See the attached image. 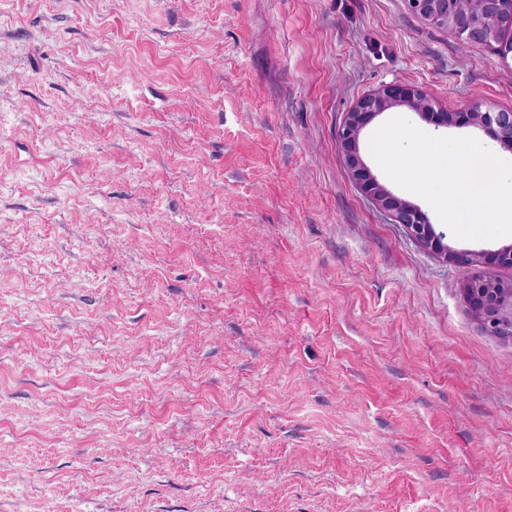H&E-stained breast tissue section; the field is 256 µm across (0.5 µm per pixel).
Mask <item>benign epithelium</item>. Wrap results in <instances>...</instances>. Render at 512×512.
Here are the masks:
<instances>
[{
	"label": "benign epithelium",
	"mask_w": 512,
	"mask_h": 512,
	"mask_svg": "<svg viewBox=\"0 0 512 512\" xmlns=\"http://www.w3.org/2000/svg\"><path fill=\"white\" fill-rule=\"evenodd\" d=\"M409 9L429 24L451 31L462 45H491L504 60L512 58V0H406ZM405 106L436 128L473 127L512 149V112L470 108L450 112L433 105L418 86L395 80L357 100L340 126L339 146L360 191L423 248L461 274L459 293L478 328L512 344V245L497 250L455 249L445 242L418 206L389 191L363 161L360 141L365 129L387 110Z\"/></svg>",
	"instance_id": "1"
}]
</instances>
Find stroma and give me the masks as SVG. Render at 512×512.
I'll return each mask as SVG.
<instances>
[{"instance_id": "obj_1", "label": "stroma", "mask_w": 512, "mask_h": 512, "mask_svg": "<svg viewBox=\"0 0 512 512\" xmlns=\"http://www.w3.org/2000/svg\"><path fill=\"white\" fill-rule=\"evenodd\" d=\"M405 0H0V512H512V344L355 186Z\"/></svg>"}]
</instances>
